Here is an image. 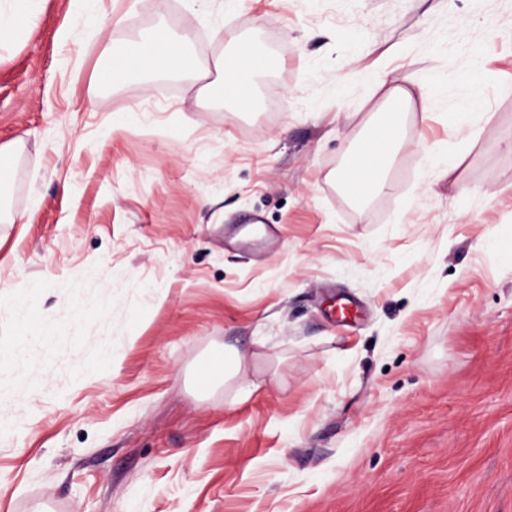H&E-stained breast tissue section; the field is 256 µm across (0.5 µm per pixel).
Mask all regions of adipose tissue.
<instances>
[{
	"label": "adipose tissue",
	"instance_id": "1",
	"mask_svg": "<svg viewBox=\"0 0 512 512\" xmlns=\"http://www.w3.org/2000/svg\"><path fill=\"white\" fill-rule=\"evenodd\" d=\"M41 0H0V46L15 44L24 28L36 17ZM180 41L167 31L160 30L137 44L130 56L114 55L112 77L127 75L129 67L150 74L161 70L168 75L181 74L190 66V59L179 48ZM265 61L260 56L228 59L224 64L222 80L231 96L247 102L253 97L251 75L263 69ZM428 102L425 85L416 90L397 84L375 115V124H386L389 132L385 138H371L359 151L351 155V164L347 175L340 181L354 197L360 198L383 189L385 175L395 153L401 148L402 141L397 132V117L406 111L412 99Z\"/></svg>",
	"mask_w": 512,
	"mask_h": 512
}]
</instances>
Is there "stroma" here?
<instances>
[{"label": "stroma", "instance_id": "obj_1", "mask_svg": "<svg viewBox=\"0 0 512 512\" xmlns=\"http://www.w3.org/2000/svg\"><path fill=\"white\" fill-rule=\"evenodd\" d=\"M161 27L197 71L100 83ZM382 73L430 103L357 202ZM6 144L0 512H512V0H43L0 48ZM224 351L257 391L198 386ZM265 68V60L261 56L253 55L243 59L241 56L225 61L222 80L226 90L236 100L250 101L253 97L251 75L254 71ZM448 115L456 131L467 132L469 135H472L481 123L488 121L485 112H475L473 110H468V112H452Z\"/></svg>", "mask_w": 512, "mask_h": 512}]
</instances>
